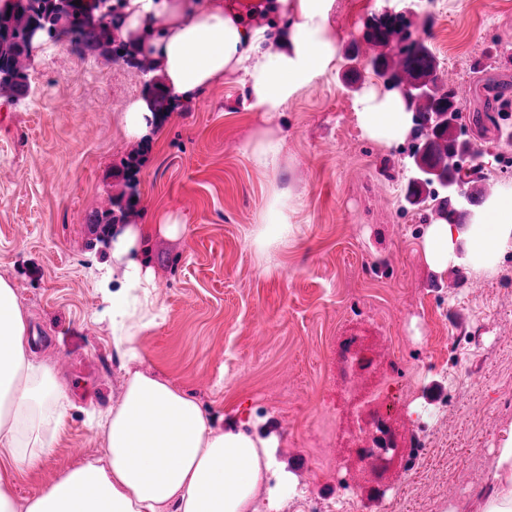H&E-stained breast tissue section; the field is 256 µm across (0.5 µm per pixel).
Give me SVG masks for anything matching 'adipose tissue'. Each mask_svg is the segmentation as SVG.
<instances>
[{
  "label": "adipose tissue",
  "instance_id": "ef3b65f1",
  "mask_svg": "<svg viewBox=\"0 0 512 512\" xmlns=\"http://www.w3.org/2000/svg\"><path fill=\"white\" fill-rule=\"evenodd\" d=\"M334 0H268L265 25L247 24L234 5L199 0H123L122 34L140 40L159 63L177 99L196 100L230 74L246 90L249 110L275 118L290 97L323 76L337 46L328 26ZM364 135L390 146L410 118L401 99L372 93L358 103ZM299 203L280 192L268 198L254 243L263 251L286 245ZM140 231L126 226L112 241V260L100 269L103 309L115 350L141 361V333L160 318L155 285L139 255ZM425 257L444 271L492 264L512 248V191L474 211L469 224L428 225ZM118 282L110 290V282ZM27 322L13 282L0 277V512H257L259 492L287 475L274 456L275 436L245 425L221 428L199 402L169 380L126 373L120 399L96 420L106 433L102 457L61 472L35 496L21 499L15 477L52 452L50 435L72 405L54 366L34 361ZM495 488L481 512H512V429L493 461Z\"/></svg>",
  "mask_w": 512,
  "mask_h": 512
}]
</instances>
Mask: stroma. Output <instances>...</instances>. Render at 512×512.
Listing matches in <instances>:
<instances>
[{
    "instance_id": "35a3bbf8",
    "label": "stroma",
    "mask_w": 512,
    "mask_h": 512,
    "mask_svg": "<svg viewBox=\"0 0 512 512\" xmlns=\"http://www.w3.org/2000/svg\"><path fill=\"white\" fill-rule=\"evenodd\" d=\"M389 11L405 16L440 73L467 88L464 137L483 152L482 176L512 187L503 165L512 116L496 121L485 110L488 86L512 87V0H335L336 59L274 119L284 149L273 172L242 151L264 116L244 107V88L227 77L137 141L125 139L122 119L145 96L147 76L110 53L48 43L27 61L26 92L0 95V276L15 285L36 360L55 367L72 400L53 453L18 477L20 498L105 452L106 434L86 412L119 399L125 369L106 323L94 319L95 267L110 249L93 217L129 192L128 222L141 231L140 259L162 311L140 336V367L193 395L217 424L276 435L275 455L290 467L283 487H308L312 502L300 507L286 492L275 512H327L336 496V472L318 469L315 442L322 421L347 409L327 363L338 336L368 337L382 362L402 351L421 367L414 404L441 410L437 436L416 431L425 454L395 457L380 477L339 439L336 458L360 512H373L380 486L401 493L405 512H480L481 496L451 507L448 491L474 484L512 428V249L461 274L426 262L425 213L405 201L409 145L365 138L355 113L366 92L387 91L355 47ZM140 148L147 162L131 186L121 160ZM272 186L300 206L287 245L264 252L252 234ZM450 333L470 342L475 385L449 386L430 363L439 352L455 362L440 342ZM299 460L307 474L294 470Z\"/></svg>"
}]
</instances>
